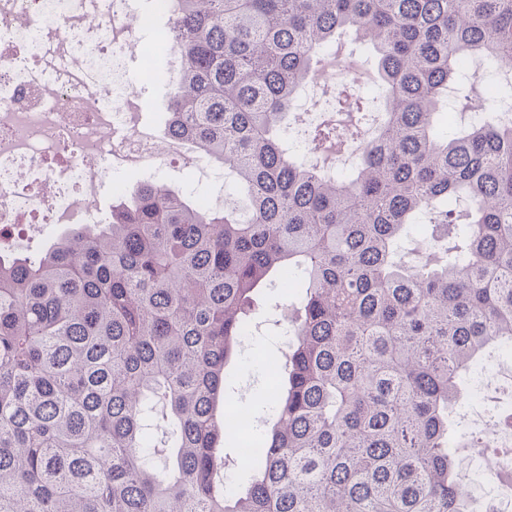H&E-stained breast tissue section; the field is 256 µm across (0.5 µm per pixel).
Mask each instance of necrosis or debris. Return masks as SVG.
Wrapping results in <instances>:
<instances>
[{"label":"necrosis or debris","mask_w":512,"mask_h":512,"mask_svg":"<svg viewBox=\"0 0 512 512\" xmlns=\"http://www.w3.org/2000/svg\"><path fill=\"white\" fill-rule=\"evenodd\" d=\"M138 0H0V250L76 224H105L114 174L153 182L166 164L206 173L202 156L160 145L138 120Z\"/></svg>","instance_id":"1"}]
</instances>
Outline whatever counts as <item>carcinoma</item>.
I'll list each match as a JSON object with an SVG mask.
<instances>
[{"label":"carcinoma","mask_w":512,"mask_h":512,"mask_svg":"<svg viewBox=\"0 0 512 512\" xmlns=\"http://www.w3.org/2000/svg\"><path fill=\"white\" fill-rule=\"evenodd\" d=\"M164 2L183 60L165 138L231 171L247 215L143 183L109 223L0 256V512H469L448 409L512 348V123L473 117L493 100L467 58L512 62V0ZM347 32L373 49L386 112L328 176L281 121ZM361 120L314 142L328 153ZM423 216L447 244L406 261ZM297 278L275 423L238 437L237 493L227 366L257 296Z\"/></svg>","instance_id":"obj_1"}]
</instances>
